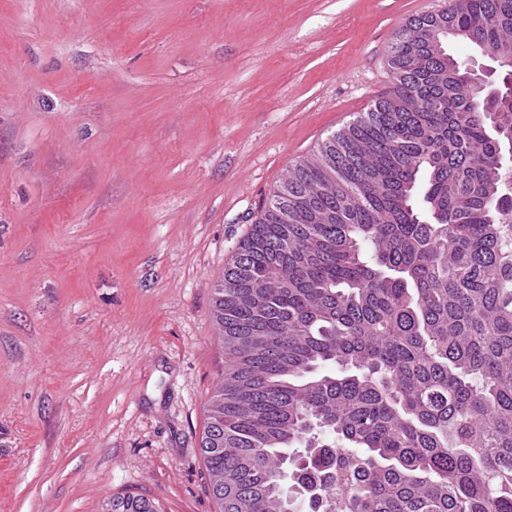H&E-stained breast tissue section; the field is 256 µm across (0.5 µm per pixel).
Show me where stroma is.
<instances>
[{
  "mask_svg": "<svg viewBox=\"0 0 512 512\" xmlns=\"http://www.w3.org/2000/svg\"><path fill=\"white\" fill-rule=\"evenodd\" d=\"M440 0H0V512H215L212 288ZM112 512H163L159 502L143 495H127L112 500Z\"/></svg>",
  "mask_w": 512,
  "mask_h": 512,
  "instance_id": "1",
  "label": "stroma"
}]
</instances>
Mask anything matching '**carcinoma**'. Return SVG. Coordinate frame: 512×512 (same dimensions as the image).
Listing matches in <instances>:
<instances>
[{"label":"carcinoma","instance_id":"carcinoma-1","mask_svg":"<svg viewBox=\"0 0 512 512\" xmlns=\"http://www.w3.org/2000/svg\"><path fill=\"white\" fill-rule=\"evenodd\" d=\"M434 27L494 52L493 92ZM386 56L213 288L217 512H512V0H444Z\"/></svg>","mask_w":512,"mask_h":512}]
</instances>
